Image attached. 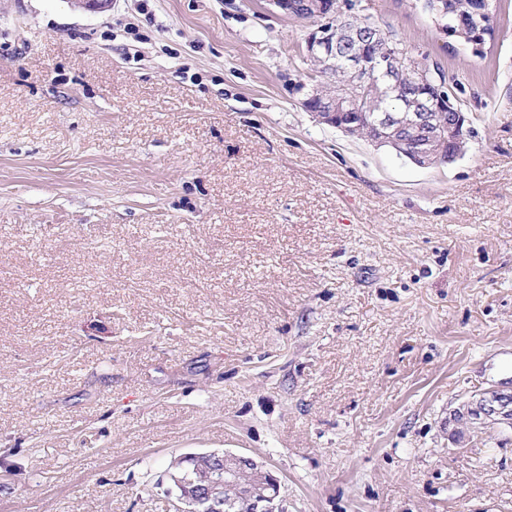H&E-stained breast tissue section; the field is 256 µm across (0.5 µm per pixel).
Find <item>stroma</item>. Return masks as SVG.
Returning <instances> with one entry per match:
<instances>
[{"instance_id": "1", "label": "stroma", "mask_w": 512, "mask_h": 512, "mask_svg": "<svg viewBox=\"0 0 512 512\" xmlns=\"http://www.w3.org/2000/svg\"><path fill=\"white\" fill-rule=\"evenodd\" d=\"M421 168L303 106L268 0H0V512H174L232 452L287 512H512V0ZM484 401L491 418L472 419Z\"/></svg>"}]
</instances>
